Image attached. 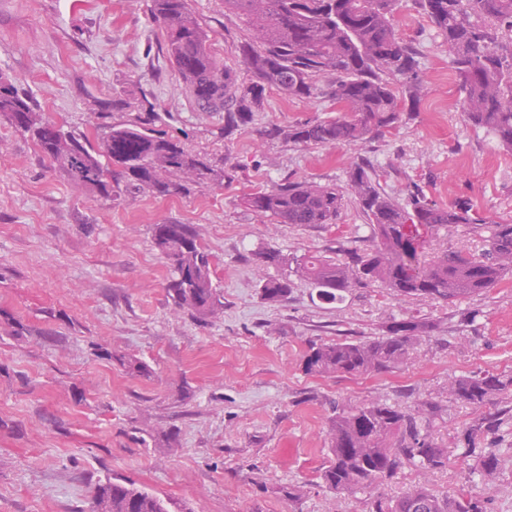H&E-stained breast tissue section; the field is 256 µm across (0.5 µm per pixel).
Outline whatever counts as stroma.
<instances>
[{
	"mask_svg": "<svg viewBox=\"0 0 512 512\" xmlns=\"http://www.w3.org/2000/svg\"><path fill=\"white\" fill-rule=\"evenodd\" d=\"M225 65L238 58L241 30L223 0H189ZM401 38L420 54L427 86L418 109L395 130L359 147L267 144L256 128L334 116L328 99L266 94L250 128L221 136L222 113L197 111L169 60L150 0H0V72L51 117L89 127L94 100L146 92L160 130L223 162L221 185L157 198L96 200L47 168L32 143L0 121V512H86L94 488L121 478L155 493L168 512H367L369 497L413 486L454 494L475 467L455 444L474 415L450 400L448 379L489 371L512 376V278L453 304L398 301L360 288L343 301H318L296 281L287 302L259 290L254 252L288 256L337 246L365 249L368 228L355 207L335 224H279L257 217L243 198L285 178L342 182L360 155L383 172L382 186L404 197L418 184L441 206L466 200L481 215L512 221V155L465 125L444 39L402 0ZM161 222L190 225L211 253L224 293L220 318L174 309L170 268L153 239ZM436 325L411 359L369 376L305 374L309 344L382 335L390 319ZM134 356L151 377H133L98 346ZM384 398L400 407L422 399L441 411L429 431L447 448L446 469L404 467L391 482L354 496L323 487L333 405ZM494 436L504 451L491 512H512V395L500 400ZM303 494L289 501L282 486Z\"/></svg>",
	"mask_w": 512,
	"mask_h": 512,
	"instance_id": "1",
	"label": "stroma"
}]
</instances>
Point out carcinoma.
<instances>
[{
    "instance_id": "cac0c4a2",
    "label": "carcinoma",
    "mask_w": 512,
    "mask_h": 512,
    "mask_svg": "<svg viewBox=\"0 0 512 512\" xmlns=\"http://www.w3.org/2000/svg\"><path fill=\"white\" fill-rule=\"evenodd\" d=\"M412 2L444 36L459 82L463 120L512 153V0ZM399 5L400 0H224V14L242 24L235 46L241 71L218 57L188 0H151L150 12L162 32L161 48L199 111L224 113L221 133L250 124L266 92L276 90L289 98H327L342 115L286 128L261 127L256 129L260 139L303 147L357 146L396 128L426 93L419 53L394 28ZM114 112L133 117L114 122ZM90 118L87 133L59 124L14 79L0 73V120L27 137L51 170L96 198L168 197L224 182V169L207 154L156 129L160 117L145 93L129 101L101 102ZM380 180L374 164L361 158L350 164L341 184L285 179L246 194L249 211L278 224H335L352 203L370 228V247L351 251L340 245L341 259L316 253L288 259L266 250L254 253L252 260L261 269L291 266L327 302L378 284L396 300L452 304L485 294L512 275V223L489 221L463 200L439 206L416 185L398 198ZM457 224H472L485 233L479 253L431 248L441 230ZM153 233L170 266L166 290L174 308L203 321L223 314L213 258L190 225L156 224ZM259 288L263 300L277 304L288 299L292 280L283 273L265 275ZM434 329L431 321L394 318L378 337L311 345L303 370L321 376L388 373L407 363L420 337ZM102 355L119 361L133 376L152 374L136 358L107 349ZM511 391L512 377L490 372L448 380L449 398L475 411L455 439L476 458L481 489L466 485L446 497L425 486L396 498L378 494L369 499L368 512H489L485 491L500 478L503 453L486 447L485 441L498 429L496 400ZM437 412L438 405L428 399L406 410L383 398L336 407L328 422L323 487L351 496L394 479L406 465L424 471L446 468L448 449L429 431L430 417ZM89 512L167 509L154 493L127 480L108 479L95 487Z\"/></svg>"
}]
</instances>
